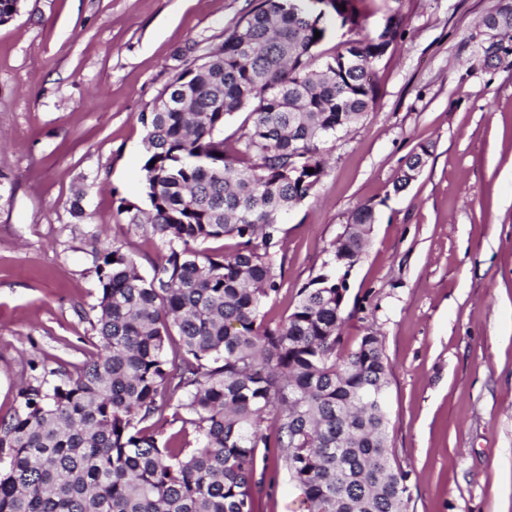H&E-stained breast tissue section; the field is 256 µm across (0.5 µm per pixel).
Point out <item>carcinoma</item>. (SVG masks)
<instances>
[{"label": "carcinoma", "instance_id": "carcinoma-1", "mask_svg": "<svg viewBox=\"0 0 512 512\" xmlns=\"http://www.w3.org/2000/svg\"><path fill=\"white\" fill-rule=\"evenodd\" d=\"M362 2L323 12L259 0L165 86L174 107L139 114L149 209L122 198L118 213L165 254L146 277L121 243L96 250L100 352L55 384L23 386L20 409L0 421V512H256L259 447L283 463L307 512H409L387 404L366 401L388 391L383 343L367 333L344 346L352 314L338 272L368 247L374 207L353 212L329 269L288 316L264 311L281 290L282 216L320 182L327 139L373 108V65L404 34L392 15L320 60L330 22L358 29ZM492 25L512 30V4L485 15ZM245 110L246 132L224 138L226 119ZM428 155L411 154L394 191ZM226 238L229 250L203 247ZM168 408L182 429L149 431Z\"/></svg>", "mask_w": 512, "mask_h": 512}]
</instances>
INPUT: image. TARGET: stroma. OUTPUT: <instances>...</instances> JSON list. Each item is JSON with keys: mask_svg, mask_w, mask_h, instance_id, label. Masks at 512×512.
Returning <instances> with one entry per match:
<instances>
[{"mask_svg": "<svg viewBox=\"0 0 512 512\" xmlns=\"http://www.w3.org/2000/svg\"><path fill=\"white\" fill-rule=\"evenodd\" d=\"M499 0H366L362 34H406L375 65L372 110L326 143L314 197L283 223L269 305L292 312L352 212L374 206L349 277L346 347L377 334L390 366L388 444L409 512H512V62L483 64ZM254 0H23L0 24V419L34 368L75 373L97 353L96 239L143 275L164 253L118 199L146 207L140 113ZM427 163L393 181L419 146ZM82 217H75L74 209ZM260 512H305L269 465Z\"/></svg>", "mask_w": 512, "mask_h": 512, "instance_id": "obj_1", "label": "stroma"}]
</instances>
